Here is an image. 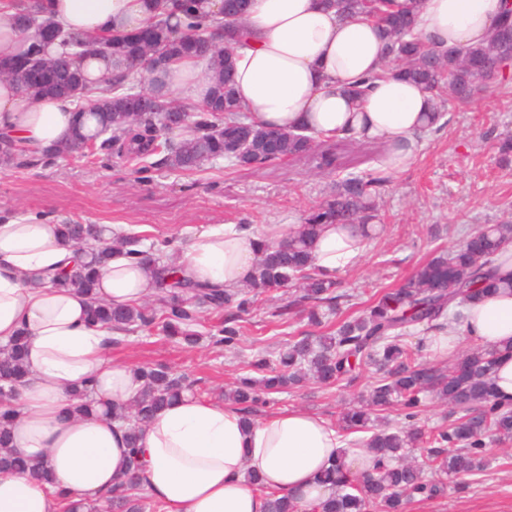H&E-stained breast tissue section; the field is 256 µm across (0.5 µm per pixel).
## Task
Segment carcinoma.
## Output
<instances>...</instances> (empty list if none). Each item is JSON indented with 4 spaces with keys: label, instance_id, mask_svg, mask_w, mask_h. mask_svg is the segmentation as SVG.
Segmentation results:
<instances>
[{
    "label": "carcinoma",
    "instance_id": "obj_1",
    "mask_svg": "<svg viewBox=\"0 0 512 512\" xmlns=\"http://www.w3.org/2000/svg\"><path fill=\"white\" fill-rule=\"evenodd\" d=\"M248 0H224L225 22L215 25L195 10V0H162L164 8L179 12L185 20L180 37L172 35L163 19L148 29L121 37H102L96 49L125 56L132 69L108 79L103 96L96 100L101 130L85 133L87 113H74L73 136L64 148L40 156L16 152L12 142L0 141V162L29 166L75 154L89 140L108 135L102 146H116L135 159L154 152L164 153L162 163L172 170L194 171L220 158L240 166H261L289 157L313 153L317 140L304 128H264L248 120L236 95L232 72L234 45L244 36ZM342 16L361 14L381 28L383 56L393 68L385 74L404 76L424 85L437 102L436 117L443 116L444 94L459 103L467 102L482 79L504 75L512 63V20L494 30L479 47L436 49L414 27L415 0H330ZM18 18L19 28L32 32L33 40L17 58L3 61L0 78L15 80L27 94L66 96L84 100L86 90L81 71L73 62L89 42L65 33L42 18L40 0H25ZM58 41L61 53L45 57L44 48ZM160 69L175 58L201 57L208 60L211 93L203 108L184 106L174 111L159 108L148 92L139 89L147 81L137 70L146 58ZM182 131L177 142L165 137L167 130ZM387 177L382 171L348 176L336 183L324 202L302 222L304 233L286 248L261 244L260 260L251 280L242 288L219 289L182 280L177 270L163 264L172 240L165 239L140 248L141 236L120 235L117 243L135 259L151 263L170 275L161 283L162 295L152 305L113 306L94 298L97 277L110 253L111 240L91 225L65 224L71 243L94 239L97 246L88 260L52 281L55 288H68L92 299L91 320L121 333L135 326L158 330L176 343L194 346L202 334L196 330L207 314H225L224 324L211 335L213 344L234 351L242 333L239 321L251 312L258 297L281 288H294L298 296L288 307H309L311 329L285 341L277 349L257 352L247 363L251 374L239 377L224 392V398L251 411L266 402V396L299 385L310 376L328 387L351 384L361 371L374 369L375 382L363 395L365 405L341 414L346 430L372 432L358 445L373 457L372 468L359 475L348 472L339 456L321 476L333 489L322 512H405L411 500H434L447 495L448 479L481 474L485 469L487 440H512V409L498 402L493 388L494 354L475 346L461 357L438 366L422 360V346L405 340L414 325L442 331L449 323L460 324L463 308L481 286L498 281L494 273L502 243L512 237V223L475 228L463 245L448 257L432 258L398 288L376 298L358 315L336 326L322 324L318 312L333 313L353 296L338 291L335 280L315 267L305 238L315 235L322 224H369L376 217L378 199ZM26 335L0 347V471L28 470L51 480L46 465L7 451L8 427L17 416L11 404L28 375L25 364ZM143 390L134 403L112 408L118 421L146 422L157 410L188 390L185 379L164 365L138 367ZM438 396L451 407L448 425L425 430L416 425L425 398ZM71 411L81 416L98 405L87 390L71 395ZM397 405L400 426L372 431V415ZM415 442L429 446L426 460L413 464L404 458L405 448ZM137 474L131 470L126 481L113 488L103 504L111 512H161L162 505L147 503L136 493Z\"/></svg>",
    "mask_w": 512,
    "mask_h": 512
}]
</instances>
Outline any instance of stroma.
<instances>
[{"label":"stroma","instance_id":"1","mask_svg":"<svg viewBox=\"0 0 512 512\" xmlns=\"http://www.w3.org/2000/svg\"><path fill=\"white\" fill-rule=\"evenodd\" d=\"M512 135V79L483 82L466 105L449 102L443 125L418 138L410 168L393 176L379 201L376 227L354 265L336 272L343 290L366 304L397 287L417 267L457 248L484 224L512 220V155L499 143ZM382 141L356 140L335 170L301 156L247 168L220 159L194 172L171 170L158 155L147 158V175L113 150L73 155L50 165L0 169V213L39 217L56 224L114 226L152 241L187 242L211 224H245L262 233L267 224H297L348 174L366 175L385 152ZM307 328L302 314H280L278 301L260 302L243 323L238 352L209 338L192 348L154 332L133 330L112 346L113 360L163 363L188 375L203 398L219 399L258 349L283 343ZM374 380L362 372L344 391L307 383L277 395L269 409L302 410L337 424L346 407ZM488 466L479 483L449 487L445 497L413 501L407 512H512V442L489 443Z\"/></svg>","mask_w":512,"mask_h":512}]
</instances>
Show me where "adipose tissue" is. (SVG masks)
Returning a JSON list of instances; mask_svg holds the SVG:
<instances>
[{
    "label": "adipose tissue",
    "mask_w": 512,
    "mask_h": 512,
    "mask_svg": "<svg viewBox=\"0 0 512 512\" xmlns=\"http://www.w3.org/2000/svg\"><path fill=\"white\" fill-rule=\"evenodd\" d=\"M43 5L45 20L87 39L139 31L161 13L158 0ZM506 8L505 0H418L416 28L441 50L481 46ZM245 26L234 83L255 122L327 136L349 130L390 144L384 167L401 172L412 164L415 136L426 128L436 102L419 84L381 76V41L373 21L341 17L328 0H249ZM77 65L95 92L130 67L122 56L92 49ZM205 70L203 60H177L152 75V86L202 104L211 87ZM367 76L375 79L371 91L354 98L352 85ZM74 111L72 99L28 95L13 81L0 80V137L26 154L68 143ZM301 231L298 224H268L259 236L233 224L209 226L182 247L180 275L218 288L238 287L254 271L260 242L285 241ZM361 242L340 225L324 224L307 248L319 271L332 276L355 263ZM83 259L57 224L0 216V346L22 332L28 339L29 376L9 446L14 455L45 461L54 478L49 484L25 471L0 474V512H59L63 503L105 498L134 457L142 492L165 512H268L272 492L289 497L294 512H321L332 489L319 476L338 455H345L350 471L365 470L364 453L342 449L336 430L321 416L285 410L248 425L237 407L190 393L143 423L139 448L131 450L128 426L104 408L135 399L141 383L134 366L112 361V332L90 322L87 297L48 285L57 272ZM158 289L148 266L116 248L98 278L96 296L136 306ZM466 341L496 350L497 398L512 407V289L477 297L462 329L440 336L438 346L452 349ZM85 386L93 388L99 410L69 416L68 391ZM251 471L262 489L248 484Z\"/></svg>",
    "instance_id": "ef3b65f1"
}]
</instances>
